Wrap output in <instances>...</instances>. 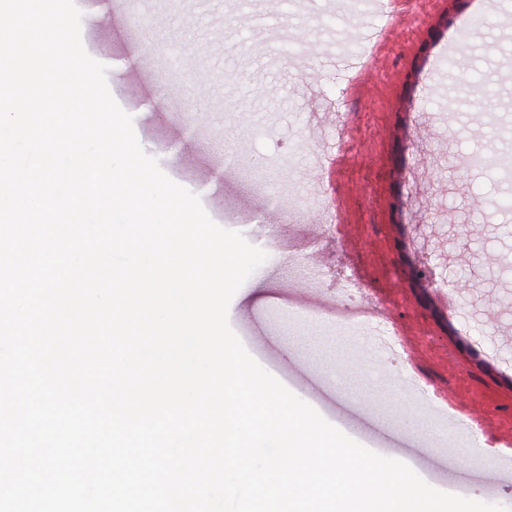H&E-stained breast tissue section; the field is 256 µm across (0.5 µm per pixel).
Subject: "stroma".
Returning a JSON list of instances; mask_svg holds the SVG:
<instances>
[{
    "mask_svg": "<svg viewBox=\"0 0 512 512\" xmlns=\"http://www.w3.org/2000/svg\"><path fill=\"white\" fill-rule=\"evenodd\" d=\"M144 151L267 261L255 359L432 487L512 512V0H76ZM150 24L208 77L127 86ZM326 307H318L316 298Z\"/></svg>",
    "mask_w": 512,
    "mask_h": 512,
    "instance_id": "obj_1",
    "label": "stroma"
}]
</instances>
